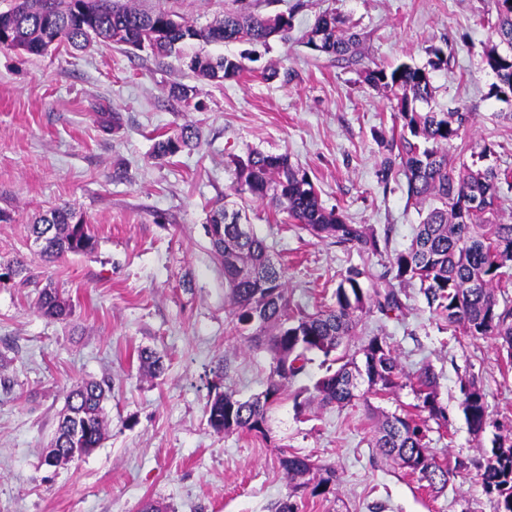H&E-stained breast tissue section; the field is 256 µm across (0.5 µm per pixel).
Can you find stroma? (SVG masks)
I'll use <instances>...</instances> for the list:
<instances>
[{"mask_svg": "<svg viewBox=\"0 0 512 512\" xmlns=\"http://www.w3.org/2000/svg\"><path fill=\"white\" fill-rule=\"evenodd\" d=\"M204 27L225 12L294 13L288 39L264 44L194 41L181 55L157 57L115 43L40 55L0 50V257L21 258L31 283L0 287V512H139L143 501L168 512H270L287 497L284 455L334 468L333 493L302 498L298 512H497L478 479L495 434H512V366L498 340L451 332L430 314L418 286L404 309L363 315L360 335L388 337L399 366H430L444 424L427 420L429 448L452 468L442 492L372 446L374 415L402 414L410 388L360 393L342 407L295 414L290 393L269 412V438L224 434L208 424L215 384L249 398L266 388L271 354L238 336L224 274L207 235L213 210L240 201L250 224L287 269L293 302L307 311L331 304L353 266L382 274L424 217L378 171L390 135L386 92L366 70L406 62L424 66L443 47L447 65L432 71V107L471 112L456 140L455 162L493 144L512 168V100L497 98L484 57L497 39L490 0H137ZM334 13L356 33L355 63L311 50L303 36L318 15ZM195 54L241 59L244 72L208 80L187 66ZM189 89L188 102L170 89ZM118 123H109V116ZM191 126L197 147L159 160L157 135ZM288 153L305 169L325 208L348 223L390 230L387 252L319 239L292 226L267 202L237 199L236 161L250 152ZM68 203L87 219L97 247L45 262L28 237L39 213ZM63 291L71 316L51 321L37 310L46 281ZM151 349L165 371L151 377L137 353ZM223 380H216V366ZM482 387L493 424L475 438L462 412L461 383ZM85 379L108 380V433L91 455L57 468L44 456L65 404Z\"/></svg>", "mask_w": 512, "mask_h": 512, "instance_id": "35a3bbf8", "label": "stroma"}]
</instances>
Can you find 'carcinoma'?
Returning <instances> with one entry per match:
<instances>
[{"instance_id": "obj_1", "label": "carcinoma", "mask_w": 512, "mask_h": 512, "mask_svg": "<svg viewBox=\"0 0 512 512\" xmlns=\"http://www.w3.org/2000/svg\"><path fill=\"white\" fill-rule=\"evenodd\" d=\"M497 15L493 32L507 51L492 48L486 67L495 75L497 93L512 95V0H493ZM293 15L277 13H226L224 19L197 28L166 11H145L117 0H18L0 12V49H20L33 54L62 41L83 48L91 41L131 46L149 38V48L158 56L178 54L188 41L229 43L240 40L266 42L288 36ZM311 49L348 60L357 54L358 35L342 28L333 13L317 17L304 35ZM188 67L197 75L221 80L244 71L241 61L224 56L213 59L197 54ZM364 81L390 93L394 119L402 122L399 138L383 140L385 154L379 178L384 185L395 181L407 201L432 203L417 225L408 247L394 253L387 271L377 278L364 267H351L337 284L335 303L307 313L292 308L285 287V268L274 261L264 239L243 222L240 208L216 209L212 224H224V240L210 241L215 259L224 268V288L231 322L237 335L266 345L272 354L264 399L247 400L230 391H216L207 403L209 425L218 433L246 431L269 438L268 412L287 386L302 375L312 356L323 357L325 373L310 388L294 394V408L306 411L312 404L342 406L351 402L360 382L376 393L393 392L404 386L402 375L385 336H368L353 353L345 351L356 333L361 315L373 309L383 315L403 307L402 287L417 285L432 313L448 328H460L468 336H492L512 352V304H500L497 288L504 269L512 266V224L500 222L502 184L512 177L489 162L494 154L485 144L471 154V164L453 165L449 153L453 141L472 121V114L456 108L448 112H422L436 87L429 70L405 62L365 72ZM196 133L185 125L156 142L154 157L166 158L193 147ZM235 194L256 200L268 199L286 212L291 223L320 239L354 244L367 254H380L388 246L391 228L379 236L362 224H350L336 210L321 204L308 172L293 165L288 155L252 152L237 163ZM28 236L46 262L92 251L96 239L76 209L56 206L29 225ZM20 259L0 260V285L28 281ZM38 311L47 318L64 320L72 308L52 284L42 288ZM261 321L250 325V313ZM140 367L156 377L163 363L153 353L138 354ZM409 384L415 393L416 410L428 417L448 421V408L439 400L437 375L428 366L420 368ZM109 383L85 380L66 394L45 464L57 467L71 459L90 455L101 446L108 429L103 402ZM462 411L474 436L491 424L485 393L473 380L462 387ZM373 447L389 459L418 475L431 489L448 485L450 470L437 463L429 450L425 421L415 414H385L379 422ZM288 478L290 493L275 504V512H298L293 497L326 496L336 485V471L325 467L312 476L313 464L306 458L285 455L279 460ZM482 484L496 494L497 512H512V439H493Z\"/></svg>"}]
</instances>
